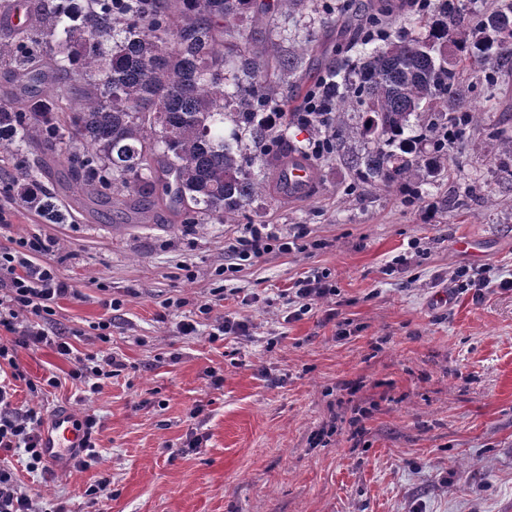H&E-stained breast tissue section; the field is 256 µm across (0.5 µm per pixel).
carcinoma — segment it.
<instances>
[{"label":"carcinoma","instance_id":"1","mask_svg":"<svg viewBox=\"0 0 512 512\" xmlns=\"http://www.w3.org/2000/svg\"><path fill=\"white\" fill-rule=\"evenodd\" d=\"M68 0L38 17L39 27L14 31L24 44L54 42L46 68L52 90L0 106V137L36 139L48 151L64 139L82 151L67 159L73 187L94 200L147 219L145 192H161L168 208L203 224L235 221L245 206L281 189L256 178L258 163L288 153L283 117L268 124L262 110L278 99L266 81L269 62L249 46L240 19L254 0ZM356 44L365 46L386 20L380 0L357 8ZM239 53L247 85L228 90L227 52ZM19 75L46 82L40 57L14 56ZM490 62L512 70V0L467 15L461 0H438L426 33L389 41L346 72L338 64L316 79V99L336 108L367 107L362 128L324 131V154L336 155L359 183L415 186L448 177V139L463 136L479 113L460 93L466 67ZM428 112L423 133L410 136L411 118ZM231 125L225 133V125ZM367 147L354 152L352 137ZM249 138L259 149L241 146ZM38 172L24 171L14 186L26 196Z\"/></svg>","mask_w":512,"mask_h":512}]
</instances>
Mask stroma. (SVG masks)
I'll list each match as a JSON object with an SVG mask.
<instances>
[{
	"mask_svg": "<svg viewBox=\"0 0 512 512\" xmlns=\"http://www.w3.org/2000/svg\"><path fill=\"white\" fill-rule=\"evenodd\" d=\"M255 0L242 26L254 45L279 57L298 45L300 82L268 67L280 103L297 111L317 75L337 59L358 67L361 52L340 0L290 9ZM471 67L468 89L481 115L448 151V177L426 180L406 204L399 187L355 185L336 157H321L320 182L303 200L276 193L255 200L232 224L178 223L164 204L151 219L95 205L59 190L67 171L34 145L0 140V206L11 222L0 241L40 235L78 295L62 300L58 330L83 353L101 348L92 325L112 321L109 346L125 368L95 394L81 392L70 363L44 347L18 352L34 378L60 385L50 410L68 407L100 419L99 463L54 467L45 500L89 512L85 489L100 477L112 497L103 512H505L512 504V291L483 299L449 295L448 272L494 266L512 272V155L488 135L512 128V73L485 83ZM42 170L43 191L56 194L58 217L23 203L13 182L21 169ZM469 193L465 207L447 199ZM247 224L282 231L307 225L309 243L272 251L229 279L219 271L227 244ZM466 239L473 253L457 251ZM419 242L426 253L413 275L388 273L392 259ZM329 273L336 298L287 320L282 293L305 272ZM223 285L211 316L244 320L247 336L213 342L209 324L182 335L197 301ZM120 299L119 311L103 302ZM168 298L181 308H164ZM350 335L337 337V325ZM223 376L212 388L211 374ZM373 412L362 447L349 439L338 407L346 387ZM201 447H187L190 432Z\"/></svg>",
	"mask_w": 512,
	"mask_h": 512,
	"instance_id": "1",
	"label": "stroma"
}]
</instances>
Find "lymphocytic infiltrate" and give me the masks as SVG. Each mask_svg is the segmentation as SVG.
<instances>
[{
    "label": "lymphocytic infiltrate",
    "mask_w": 512,
    "mask_h": 512,
    "mask_svg": "<svg viewBox=\"0 0 512 512\" xmlns=\"http://www.w3.org/2000/svg\"><path fill=\"white\" fill-rule=\"evenodd\" d=\"M308 234L304 226L286 234L274 224L247 225L243 235L229 243V261L224 270L233 274L243 264L255 262L273 250L292 251ZM50 252V243L38 236L13 238L0 246V332L7 335L6 341H0V364L10 369L9 376L0 378V449L21 451L28 469L40 473L43 479L53 474L41 450V432L46 424L44 408L38 404L24 409L15 407L14 384L25 382L29 391L37 395L45 387L57 386L58 380L53 376L28 378L18 362L19 350L54 349L71 364V379L78 381L86 393L99 392L105 380L124 367L112 350L83 354L66 334L53 330L59 300L75 296L76 290L51 260ZM488 288L512 291V274L490 266H465L452 271L448 278L449 291H469L477 300ZM335 294L336 284L326 272L308 273L289 290L293 318H301ZM41 497L40 483L23 484L11 468L0 465V512H40Z\"/></svg>",
    "instance_id": "f902f5d3"
}]
</instances>
